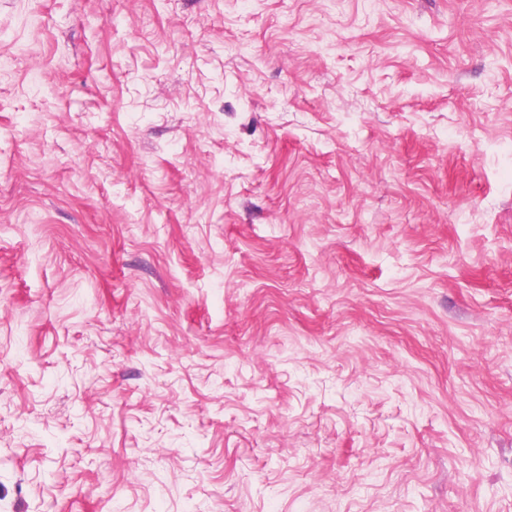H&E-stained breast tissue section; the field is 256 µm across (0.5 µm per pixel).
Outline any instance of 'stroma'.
Segmentation results:
<instances>
[{"label":"stroma","instance_id":"1","mask_svg":"<svg viewBox=\"0 0 512 512\" xmlns=\"http://www.w3.org/2000/svg\"><path fill=\"white\" fill-rule=\"evenodd\" d=\"M0 512H512V0H0Z\"/></svg>","mask_w":512,"mask_h":512}]
</instances>
